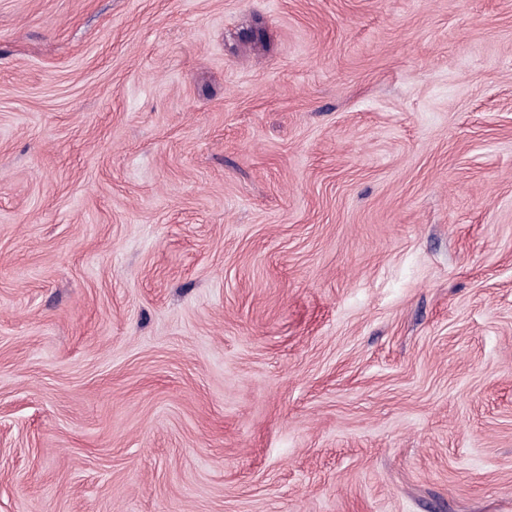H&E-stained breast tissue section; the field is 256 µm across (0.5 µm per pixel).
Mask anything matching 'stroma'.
Wrapping results in <instances>:
<instances>
[{"label": "stroma", "instance_id": "1", "mask_svg": "<svg viewBox=\"0 0 512 512\" xmlns=\"http://www.w3.org/2000/svg\"><path fill=\"white\" fill-rule=\"evenodd\" d=\"M0 512H512V0H0Z\"/></svg>", "mask_w": 512, "mask_h": 512}]
</instances>
